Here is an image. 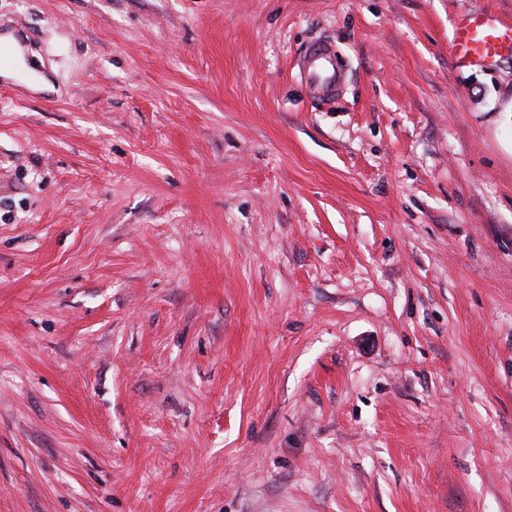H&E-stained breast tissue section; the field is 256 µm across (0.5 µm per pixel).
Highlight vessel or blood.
<instances>
[{"instance_id":"1","label":"vessel or blood","mask_w":512,"mask_h":512,"mask_svg":"<svg viewBox=\"0 0 512 512\" xmlns=\"http://www.w3.org/2000/svg\"><path fill=\"white\" fill-rule=\"evenodd\" d=\"M450 47L457 60L469 64H491L503 53H512V27L502 25L487 13H468L453 25ZM308 65L302 79L319 93L320 100L334 96L344 77L336 65L334 52L322 42L308 49Z\"/></svg>"}]
</instances>
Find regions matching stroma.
Masks as SVG:
<instances>
[{"instance_id":"1","label":"stroma","mask_w":512,"mask_h":512,"mask_svg":"<svg viewBox=\"0 0 512 512\" xmlns=\"http://www.w3.org/2000/svg\"><path fill=\"white\" fill-rule=\"evenodd\" d=\"M512 0H0V512H512ZM348 81L310 101L296 61ZM450 47L460 62L492 64L503 53H512V27L487 13H468L453 24ZM307 53L310 63L305 66L301 78L319 92L316 104H320L334 96L342 85L344 77L336 65L334 52L325 43H312Z\"/></svg>"}]
</instances>
